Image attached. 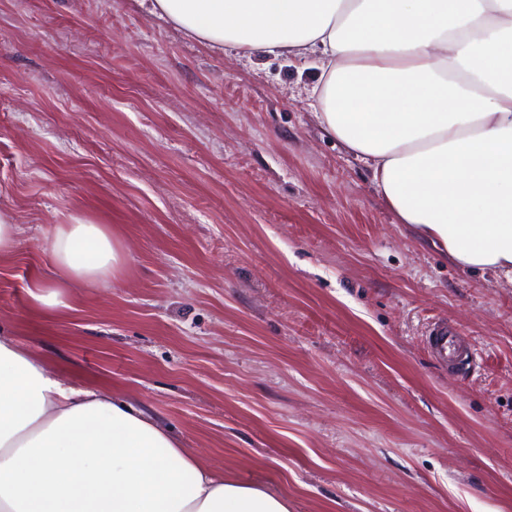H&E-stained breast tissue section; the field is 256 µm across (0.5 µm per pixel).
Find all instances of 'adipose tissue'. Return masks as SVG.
<instances>
[{"instance_id": "ef3b65f1", "label": "adipose tissue", "mask_w": 512, "mask_h": 512, "mask_svg": "<svg viewBox=\"0 0 512 512\" xmlns=\"http://www.w3.org/2000/svg\"><path fill=\"white\" fill-rule=\"evenodd\" d=\"M212 48L320 61L324 129L368 161L400 223L458 266L512 279V0H151ZM46 251L60 289L122 252L74 216ZM0 512H290L205 466L104 389L65 384L0 334Z\"/></svg>"}]
</instances>
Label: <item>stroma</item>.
Instances as JSON below:
<instances>
[{
	"instance_id": "1",
	"label": "stroma",
	"mask_w": 512,
	"mask_h": 512,
	"mask_svg": "<svg viewBox=\"0 0 512 512\" xmlns=\"http://www.w3.org/2000/svg\"><path fill=\"white\" fill-rule=\"evenodd\" d=\"M319 61L222 53L140 0H0V330L291 512H512V280L424 248L328 134ZM83 215L123 254L51 284ZM445 320L473 362L445 373ZM18 224L8 211H0V256L9 254L16 241ZM46 251L56 284L34 288H69L73 283H108L119 271L122 252L112 239L107 224L78 216L69 224H57L48 239ZM426 341L437 363L444 369L463 365L471 353L461 332L450 326L448 322H435L429 330Z\"/></svg>"
}]
</instances>
